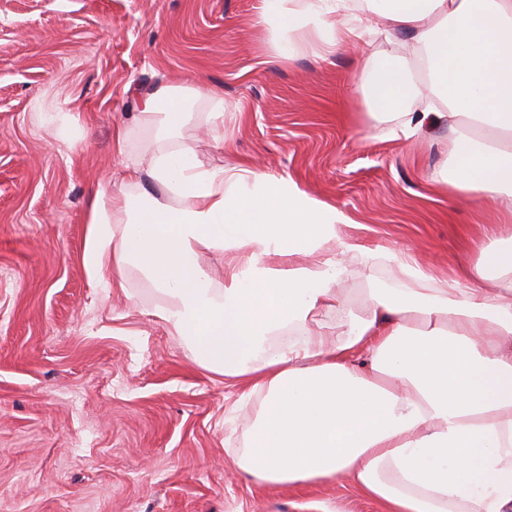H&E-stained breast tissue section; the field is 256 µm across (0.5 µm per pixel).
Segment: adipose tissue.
Returning a JSON list of instances; mask_svg holds the SVG:
<instances>
[{
  "label": "adipose tissue",
  "instance_id": "1",
  "mask_svg": "<svg viewBox=\"0 0 512 512\" xmlns=\"http://www.w3.org/2000/svg\"><path fill=\"white\" fill-rule=\"evenodd\" d=\"M350 0H260L259 23L282 57L320 39L358 47ZM386 36L404 37L428 79L410 91L402 68L372 69L359 91L373 117L409 138L425 122L448 128L432 179L494 199L512 213V0H364ZM224 142V96L169 88L139 119L169 140L146 169L87 211L91 280L125 285L142 271L164 299L154 314L191 343L205 371L242 383L256 415L237 455L270 487L346 475L386 512H512V230L478 240L465 279H435L382 246L344 240L347 218L287 178L205 166L174 135L193 123ZM151 178L176 199L140 193ZM232 253L223 281L205 257ZM394 266L401 288L371 287L338 335L319 318L351 261Z\"/></svg>",
  "mask_w": 512,
  "mask_h": 512
}]
</instances>
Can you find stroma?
Masks as SVG:
<instances>
[{
  "mask_svg": "<svg viewBox=\"0 0 512 512\" xmlns=\"http://www.w3.org/2000/svg\"><path fill=\"white\" fill-rule=\"evenodd\" d=\"M258 0H0V512H383L351 479L267 487L238 470L256 403L203 371L154 316L161 299L135 268L125 288L83 266L88 201L163 144L143 100L166 86L224 96V146L186 126L209 167L290 177L348 217L346 239L405 248L422 270L458 276L476 238L512 215L429 175L448 131L394 137L354 84L367 56L423 78L401 41L279 56ZM130 149L112 145L118 124ZM391 269L348 266L359 302Z\"/></svg>",
  "mask_w": 512,
  "mask_h": 512,
  "instance_id": "1",
  "label": "stroma"
}]
</instances>
